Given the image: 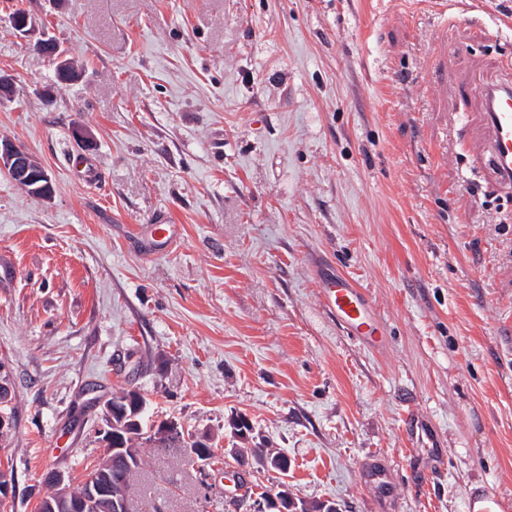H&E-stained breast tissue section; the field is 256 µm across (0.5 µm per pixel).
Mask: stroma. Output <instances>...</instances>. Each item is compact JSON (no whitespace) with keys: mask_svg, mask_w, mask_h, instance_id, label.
<instances>
[{"mask_svg":"<svg viewBox=\"0 0 512 512\" xmlns=\"http://www.w3.org/2000/svg\"><path fill=\"white\" fill-rule=\"evenodd\" d=\"M44 34L79 79H55ZM441 35L456 51L437 59ZM511 59L512 0H0V140L54 188L0 172L9 512H38L50 472L90 477L99 402L127 389L219 457L208 492L194 457L144 442L131 512H235L238 467L248 496L284 485L339 512L487 494L512 512V190L459 93ZM161 219L172 242L144 250ZM328 269L365 289L384 348L325 308ZM410 417L440 465L406 442ZM276 453L287 472L263 464ZM0 171L6 173L26 192L50 199L53 185L45 168L19 146L0 140Z\"/></svg>","mask_w":512,"mask_h":512,"instance_id":"stroma-1","label":"stroma"}]
</instances>
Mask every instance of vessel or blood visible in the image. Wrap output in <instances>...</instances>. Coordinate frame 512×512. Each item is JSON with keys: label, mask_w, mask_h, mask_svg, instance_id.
Returning a JSON list of instances; mask_svg holds the SVG:
<instances>
[{"label": "vessel or blood", "mask_w": 512, "mask_h": 512, "mask_svg": "<svg viewBox=\"0 0 512 512\" xmlns=\"http://www.w3.org/2000/svg\"><path fill=\"white\" fill-rule=\"evenodd\" d=\"M475 91L479 92L484 107L482 123L488 137L484 158L498 183L512 187V78L484 83L477 89L469 85L460 89L464 95ZM324 302L351 336L361 341L377 339L379 330L365 293L348 278L332 275Z\"/></svg>", "instance_id": "vessel-or-blood-1"}]
</instances>
